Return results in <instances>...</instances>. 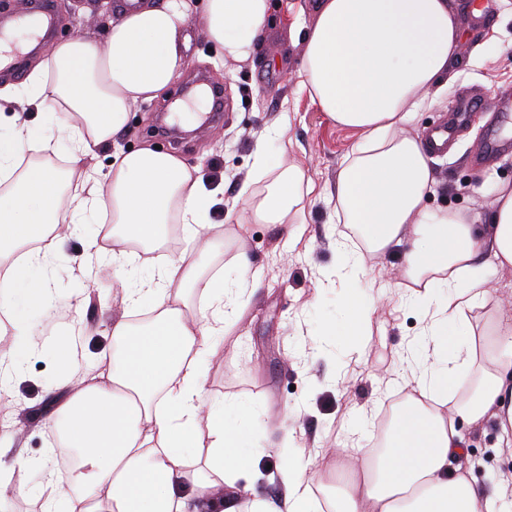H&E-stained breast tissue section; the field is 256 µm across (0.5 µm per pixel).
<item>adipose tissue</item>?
Returning <instances> with one entry per match:
<instances>
[{
    "mask_svg": "<svg viewBox=\"0 0 512 512\" xmlns=\"http://www.w3.org/2000/svg\"><path fill=\"white\" fill-rule=\"evenodd\" d=\"M101 8L112 13L101 37L60 42L24 87H0V103L12 110L11 143L0 145V180L10 184L0 194V260L10 262L0 275V315L14 346H31L32 310L46 317L54 307L49 283L26 270L89 216H112L111 247L91 240L78 264L89 280L107 272L128 242L163 243L170 220L182 224L183 246L127 289L112 320L113 350L80 363L81 330L72 327L65 362L80 376L51 387L43 411L78 463L62 469L42 460L41 512H512V470L502 469L488 490L452 465L466 453L465 424L495 421L499 442L512 446V312L498 313L481 346L470 320L494 298L482 253L512 271V189L499 191L485 224L429 208L435 179L427 149L407 130L423 98L447 87L463 52L448 0H319L302 40L300 87L332 122L361 134L336 183L335 214L355 225L370 251H400L423 323L422 345L399 356L410 391L384 448L337 453L322 479L343 488L322 500L294 458L277 495L249 497L239 480L258 451L247 431L265 408L241 398L204 406L210 364L242 318L250 288L244 238L230 267L208 272L198 262L224 235L223 225L207 220L216 191L198 168L151 148L115 151L107 173L96 168L98 149L127 131L133 107L159 97L181 72L191 44L187 19L198 7L129 0L114 11L103 0ZM200 8L225 60L253 58L271 0H204ZM48 102L59 105L72 142L61 171L20 163L26 149H52L33 141L23 118ZM253 169L227 210L244 202L262 223H304V170L284 160L271 167L260 151ZM266 177L267 190H256ZM191 290L200 293L194 309ZM143 309L151 319L132 323Z\"/></svg>",
    "mask_w": 512,
    "mask_h": 512,
    "instance_id": "ef3b65f1",
    "label": "adipose tissue"
}]
</instances>
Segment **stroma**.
Masks as SVG:
<instances>
[{
	"label": "stroma",
	"mask_w": 512,
	"mask_h": 512,
	"mask_svg": "<svg viewBox=\"0 0 512 512\" xmlns=\"http://www.w3.org/2000/svg\"><path fill=\"white\" fill-rule=\"evenodd\" d=\"M96 6L97 0H51L55 33L27 55L26 68H33L55 42L84 34V13ZM449 6L460 16L464 51L447 90L426 98L409 130L424 134L451 119L456 99L473 101L474 112L447 152L428 157L437 185L426 203L485 217L498 191L512 188V126L498 110L500 99L512 98V0H449ZM292 23L283 0H272L255 57L236 64L224 61L208 40L201 15H193L188 22L191 49L182 75L165 95L137 105L129 132L117 140L126 152L158 146L178 153L200 170L207 187L221 189L228 199L237 196L248 178L259 147L273 158L287 150L289 161L301 166L315 184L314 193L303 201L306 221L297 225L295 240L257 221L243 205L231 212L218 205L211 214L213 222L240 227L260 286L248 294L240 328L225 336L223 351L210 366L205 400L212 406L239 397L267 406L252 428L255 445L267 453L243 478L260 497L271 493L269 476L278 473L289 454L309 455L320 446L338 448L350 442L352 419L362 411L368 421L359 445L371 447L385 401L404 393L396 381L398 352L421 330L419 313L405 296L400 255L368 252L361 241H348L344 225L335 221L336 181L359 133L329 121L300 90L301 48L291 38ZM199 71L210 85L222 87L223 117L170 142L154 131L158 108L170 105ZM23 118L37 139L56 145L49 156L29 151V161L48 159L63 165L70 143L59 134V114L32 109ZM492 135L508 141V148L476 161V151ZM97 230V225L86 224L61 241L47 268L55 303L68 305L77 291L85 293L80 346L85 359L111 348L107 329L125 289L149 277L167 255L162 247L130 245L123 279L102 275L84 280L78 260ZM343 241L349 244L350 261L340 270L335 247ZM350 294L371 305L372 342L357 361L350 359L347 345L323 336L327 324L341 322L342 300ZM31 321L38 343L33 353L13 351L8 340L0 344V353L11 356L20 368L0 398V460L14 467L0 512H40L35 490L42 474L37 464L57 446L58 438L55 426L38 411L46 385L73 375L63 363L68 325L49 334L39 312H32ZM292 426L302 427L303 435L289 439ZM464 433L469 448L460 465L471 470L478 485L491 486L512 459V450L499 445L494 422L465 427Z\"/></svg>",
	"instance_id": "obj_1"
}]
</instances>
